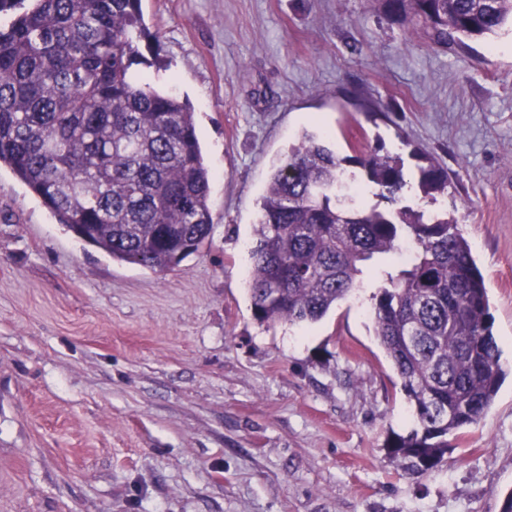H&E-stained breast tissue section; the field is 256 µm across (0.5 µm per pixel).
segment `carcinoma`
Masks as SVG:
<instances>
[{
  "label": "carcinoma",
  "mask_w": 512,
  "mask_h": 512,
  "mask_svg": "<svg viewBox=\"0 0 512 512\" xmlns=\"http://www.w3.org/2000/svg\"><path fill=\"white\" fill-rule=\"evenodd\" d=\"M429 45L512 27V0H377ZM0 169L8 168L84 243L163 272L210 239L212 173L190 104L132 67L150 37L141 0H0ZM424 196L448 170L423 154ZM361 167L355 183L343 164ZM392 207L355 203L344 184ZM403 162L377 148L340 158L307 132L273 166L247 280L254 318L311 325L361 288L362 264L412 242V258L375 269V336L413 406L391 457L423 476L448 436L477 424L504 378L485 279L446 212L401 204Z\"/></svg>",
  "instance_id": "obj_1"
}]
</instances>
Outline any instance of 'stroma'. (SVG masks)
I'll use <instances>...</instances> for the list:
<instances>
[{
  "label": "stroma",
  "mask_w": 512,
  "mask_h": 512,
  "mask_svg": "<svg viewBox=\"0 0 512 512\" xmlns=\"http://www.w3.org/2000/svg\"><path fill=\"white\" fill-rule=\"evenodd\" d=\"M138 70L192 105L213 230L174 270L112 260L0 170V512H501L512 494V31L439 51L375 0H142ZM400 156L454 216L506 377L443 463L388 454L412 408L374 289L259 323L246 274L271 166L303 132ZM451 185L422 198L416 151Z\"/></svg>",
  "instance_id": "obj_1"
}]
</instances>
